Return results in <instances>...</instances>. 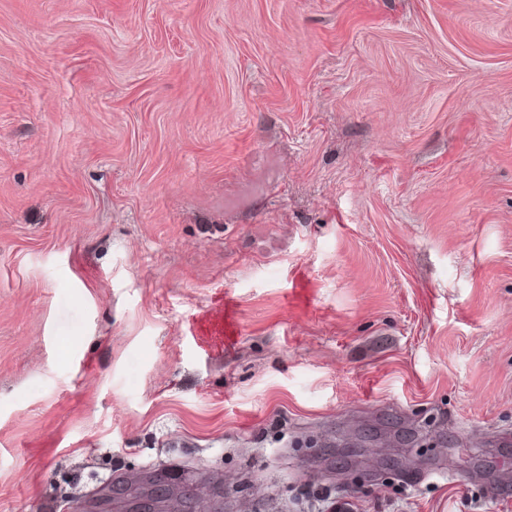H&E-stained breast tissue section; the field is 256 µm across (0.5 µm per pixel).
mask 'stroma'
Returning a JSON list of instances; mask_svg holds the SVG:
<instances>
[{
	"label": "stroma",
	"mask_w": 512,
	"mask_h": 512,
	"mask_svg": "<svg viewBox=\"0 0 512 512\" xmlns=\"http://www.w3.org/2000/svg\"><path fill=\"white\" fill-rule=\"evenodd\" d=\"M161 468L512 510V0H0V512Z\"/></svg>",
	"instance_id": "35a3bbf8"
}]
</instances>
